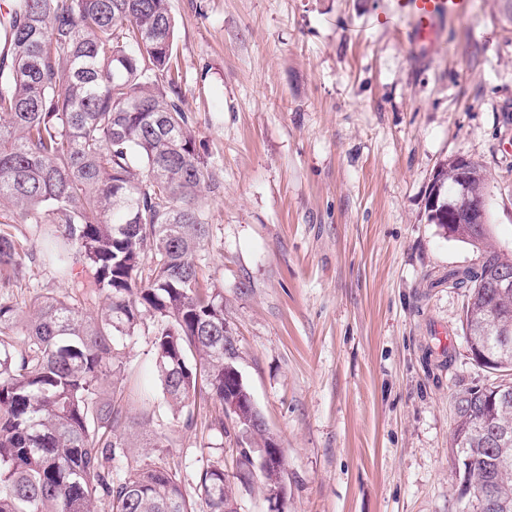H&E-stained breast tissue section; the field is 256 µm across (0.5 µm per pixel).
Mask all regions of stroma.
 I'll return each mask as SVG.
<instances>
[{"label": "stroma", "instance_id": "35a3bbf8", "mask_svg": "<svg viewBox=\"0 0 512 512\" xmlns=\"http://www.w3.org/2000/svg\"><path fill=\"white\" fill-rule=\"evenodd\" d=\"M174 54L205 193L203 286L224 291L236 365L284 450L282 512H461L452 396L495 376L471 358L450 269L483 253L426 215L438 164L489 175L491 244L512 252V24L470 0L418 55L391 0H171ZM144 316L117 338L153 414L151 446L114 464L234 471L236 441L173 419ZM453 362L442 367V351Z\"/></svg>", "mask_w": 512, "mask_h": 512}]
</instances>
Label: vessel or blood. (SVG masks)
I'll use <instances>...</instances> for the list:
<instances>
[{"label": "vessel or blood", "instance_id": "1", "mask_svg": "<svg viewBox=\"0 0 512 512\" xmlns=\"http://www.w3.org/2000/svg\"><path fill=\"white\" fill-rule=\"evenodd\" d=\"M467 0H394V13L407 21L414 45L438 50L440 33L448 18L465 13Z\"/></svg>", "mask_w": 512, "mask_h": 512}]
</instances>
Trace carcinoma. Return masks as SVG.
Wrapping results in <instances>:
<instances>
[{
    "mask_svg": "<svg viewBox=\"0 0 512 512\" xmlns=\"http://www.w3.org/2000/svg\"><path fill=\"white\" fill-rule=\"evenodd\" d=\"M175 27L169 0H11L0 11V288L31 287L36 264L68 287L0 297V512H238L268 445L257 408H227L250 391L238 350L224 352L234 337L223 291L198 278L210 227L201 194L221 182L182 107ZM470 167L468 194L487 195L486 169ZM458 176L451 158L433 175L445 207L462 201ZM427 220L483 252L448 284L468 293L466 341L502 376L492 403L476 385L453 395L455 476L512 502V289L492 285L512 277V253L489 244L488 228H448L440 208ZM146 313L161 321L152 346L172 416L191 424L205 394L221 406L209 427L224 433L228 416L238 432L234 484L221 461L199 473L202 511L176 470L112 475L138 437L134 421L121 431L129 400L114 337Z\"/></svg>",
    "mask_w": 512,
    "mask_h": 512,
    "instance_id": "carcinoma-1",
    "label": "carcinoma"
}]
</instances>
